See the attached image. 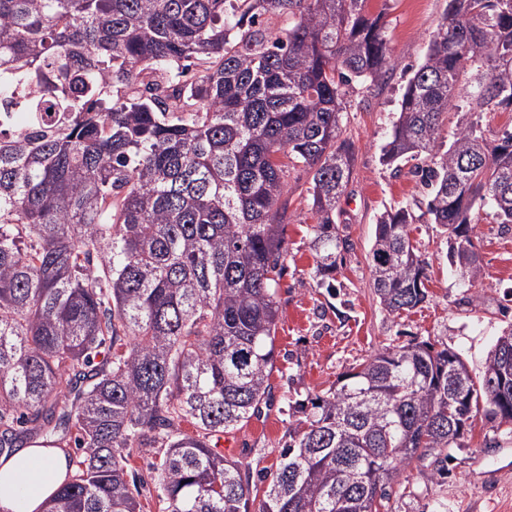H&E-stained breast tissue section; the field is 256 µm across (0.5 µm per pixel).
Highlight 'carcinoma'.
<instances>
[{"mask_svg": "<svg viewBox=\"0 0 512 512\" xmlns=\"http://www.w3.org/2000/svg\"><path fill=\"white\" fill-rule=\"evenodd\" d=\"M366 2L0 0V102L50 119L0 133V451L74 437L48 512H142L135 452L159 458L164 512H250L243 463L212 440L270 399L298 166L319 285L333 288L346 87L390 65ZM507 110L512 0H448L382 162L422 161L416 206L470 285L475 224H512V128L491 144L481 124ZM412 222L399 206L375 224L373 288L391 313L428 298ZM507 355L512 327L476 381L456 351L412 342L288 400L295 422L258 512H380L401 469L458 445L479 412L512 425Z\"/></svg>", "mask_w": 512, "mask_h": 512, "instance_id": "obj_1", "label": "carcinoma"}]
</instances>
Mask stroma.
Segmentation results:
<instances>
[{"instance_id": "1", "label": "stroma", "mask_w": 512, "mask_h": 512, "mask_svg": "<svg viewBox=\"0 0 512 512\" xmlns=\"http://www.w3.org/2000/svg\"><path fill=\"white\" fill-rule=\"evenodd\" d=\"M446 0H368L371 15H383L391 64L377 82L347 89L345 134L354 148L352 178L337 208L335 290L318 287L310 247L316 219L303 197L307 175L288 176L285 226L288 254L278 285L276 367L271 397L260 416L222 436L228 458L242 461L252 489L289 440L283 408L294 393L316 394L370 355L410 341L428 340L459 352L473 378L502 330L512 325V224L482 221L474 242L482 274L460 286L448 265V243L439 225L417 215L411 239L428 263L429 297L416 308L387 312L374 292L370 250L374 223L388 206L412 205L424 195L410 161L384 165L381 149L397 117L403 89L423 63ZM496 478H485L487 469ZM389 512H512V428L477 415L457 447L427 452L401 470L389 487Z\"/></svg>"}]
</instances>
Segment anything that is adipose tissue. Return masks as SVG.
<instances>
[{
	"label": "adipose tissue",
	"mask_w": 512,
	"mask_h": 512,
	"mask_svg": "<svg viewBox=\"0 0 512 512\" xmlns=\"http://www.w3.org/2000/svg\"><path fill=\"white\" fill-rule=\"evenodd\" d=\"M69 471L61 448L30 445L0 456V512H45Z\"/></svg>",
	"instance_id": "obj_1"
}]
</instances>
